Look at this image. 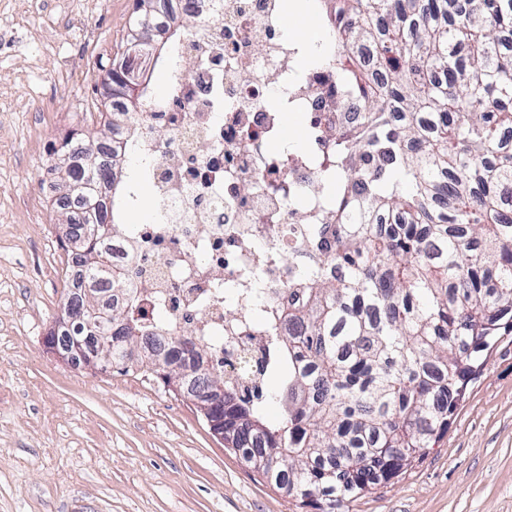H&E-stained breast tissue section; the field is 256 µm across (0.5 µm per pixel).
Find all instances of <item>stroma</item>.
<instances>
[{"label": "stroma", "mask_w": 512, "mask_h": 512, "mask_svg": "<svg viewBox=\"0 0 512 512\" xmlns=\"http://www.w3.org/2000/svg\"><path fill=\"white\" fill-rule=\"evenodd\" d=\"M137 0H0V512H299L163 379L76 366L46 345L64 313L61 180L46 142L101 139V66ZM350 512H512V336L448 430Z\"/></svg>", "instance_id": "1"}]
</instances>
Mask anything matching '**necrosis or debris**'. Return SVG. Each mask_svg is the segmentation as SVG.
I'll return each instance as SVG.
<instances>
[{
    "mask_svg": "<svg viewBox=\"0 0 512 512\" xmlns=\"http://www.w3.org/2000/svg\"><path fill=\"white\" fill-rule=\"evenodd\" d=\"M197 25L183 45L190 73L168 79L165 103L146 118L124 115L111 97L116 127L103 151L123 168L130 146L151 159L157 205L165 222L112 231V264L145 257L133 282L140 298L160 302L170 321L214 336L217 359L235 370L269 333L252 311L256 289L276 313L292 287L305 230L331 224L334 207L315 188L336 163L351 113L336 106V70L301 68V49L277 38L280 0H192ZM302 117L310 150L279 149L290 114ZM168 137L158 141L154 128ZM224 279L236 290V312L224 316Z\"/></svg>",
    "mask_w": 512,
    "mask_h": 512,
    "instance_id": "1",
    "label": "necrosis or debris"
}]
</instances>
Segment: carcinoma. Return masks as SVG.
Masks as SVG:
<instances>
[{
  "label": "carcinoma",
  "mask_w": 512,
  "mask_h": 512,
  "mask_svg": "<svg viewBox=\"0 0 512 512\" xmlns=\"http://www.w3.org/2000/svg\"><path fill=\"white\" fill-rule=\"evenodd\" d=\"M332 0L337 51L310 67L336 68L355 123L343 137L336 177V228L312 224L306 244L327 263L299 267L278 310L264 356L239 378L203 370L211 340L176 329L138 297L114 307L122 289L112 234L140 204L118 185L91 141L67 146L64 179L79 201L65 207L62 244L75 246L81 291L74 312L122 330L112 365L142 362L190 400L224 386L213 411L231 448L303 508L349 512L397 477L448 430L483 355L512 334V0ZM155 0H139L125 51L146 54L161 28ZM366 45L359 59L348 48ZM109 80L127 87L124 63ZM388 218L375 224L376 215ZM281 405L269 418L268 405Z\"/></svg>",
  "instance_id": "1"
}]
</instances>
